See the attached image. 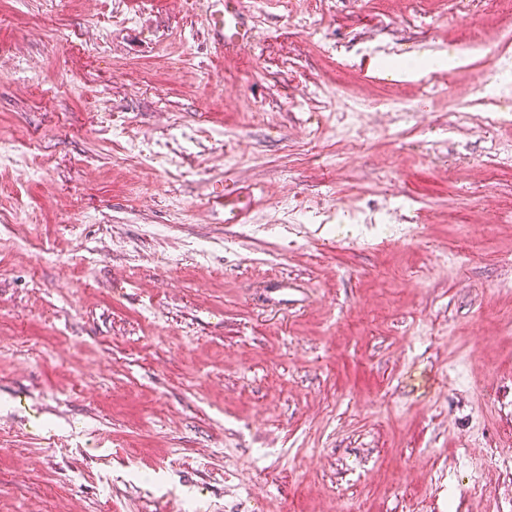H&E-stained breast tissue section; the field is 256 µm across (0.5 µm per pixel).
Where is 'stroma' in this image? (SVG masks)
I'll use <instances>...</instances> for the list:
<instances>
[{
	"label": "stroma",
	"mask_w": 512,
	"mask_h": 512,
	"mask_svg": "<svg viewBox=\"0 0 512 512\" xmlns=\"http://www.w3.org/2000/svg\"><path fill=\"white\" fill-rule=\"evenodd\" d=\"M243 2L0 0V512H512V0ZM241 0H213L208 6V27L224 43V50L246 49L254 38V30L244 15ZM248 189V187L246 188ZM239 194L245 193L243 195L244 201H240L237 204H233L231 208L228 209V212H225V209L229 206L224 201V221L228 224H245L249 217V209L252 205V201L250 196H253L252 188L248 191L238 192Z\"/></svg>",
	"instance_id": "35a3bbf8"
}]
</instances>
